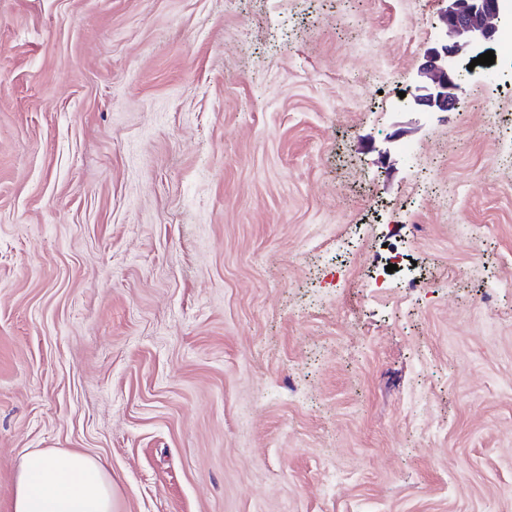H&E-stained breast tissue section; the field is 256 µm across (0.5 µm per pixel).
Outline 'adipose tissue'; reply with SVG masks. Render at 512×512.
Listing matches in <instances>:
<instances>
[{"instance_id":"obj_1","label":"adipose tissue","mask_w":512,"mask_h":512,"mask_svg":"<svg viewBox=\"0 0 512 512\" xmlns=\"http://www.w3.org/2000/svg\"><path fill=\"white\" fill-rule=\"evenodd\" d=\"M112 494L101 460L30 448L18 463L10 512H113Z\"/></svg>"}]
</instances>
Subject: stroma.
<instances>
[{
    "label": "stroma",
    "instance_id": "1",
    "mask_svg": "<svg viewBox=\"0 0 512 512\" xmlns=\"http://www.w3.org/2000/svg\"><path fill=\"white\" fill-rule=\"evenodd\" d=\"M439 0H0V512H512V85L411 112ZM112 475L84 453L29 448L20 457L10 512H112Z\"/></svg>",
    "mask_w": 512,
    "mask_h": 512
}]
</instances>
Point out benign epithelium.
Instances as JSON below:
<instances>
[{
  "mask_svg": "<svg viewBox=\"0 0 512 512\" xmlns=\"http://www.w3.org/2000/svg\"><path fill=\"white\" fill-rule=\"evenodd\" d=\"M438 20L446 41L426 50L418 82L406 108L413 112H455L460 108L456 78L459 58L485 52L501 25L512 23V0H440Z\"/></svg>",
  "mask_w": 512,
  "mask_h": 512,
  "instance_id": "1",
  "label": "benign epithelium"
}]
</instances>
